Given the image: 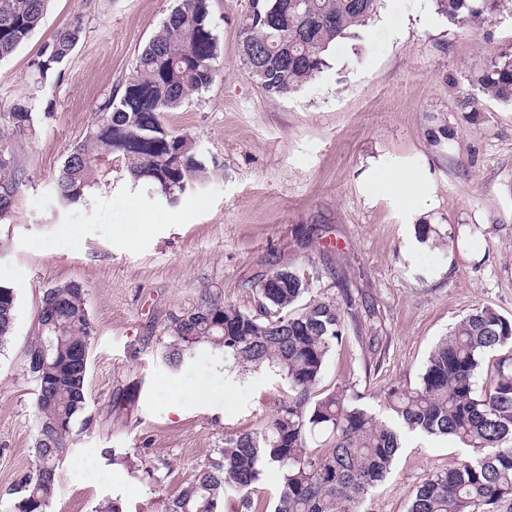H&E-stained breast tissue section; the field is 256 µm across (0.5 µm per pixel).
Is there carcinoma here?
<instances>
[{
	"instance_id": "cac0c4a2",
	"label": "carcinoma",
	"mask_w": 512,
	"mask_h": 512,
	"mask_svg": "<svg viewBox=\"0 0 512 512\" xmlns=\"http://www.w3.org/2000/svg\"><path fill=\"white\" fill-rule=\"evenodd\" d=\"M50 0H0V61L41 25ZM381 0H251L239 26L240 62L270 96L296 93L328 67L340 39H362ZM459 25L497 20L507 0H436ZM80 24L54 32L32 68L43 84L71 54ZM219 36L211 0H178L137 57L120 97L98 108V120L71 150L57 178L58 199L69 207L112 173L116 162L131 185H150L168 204L203 186L210 172L195 141L171 132L162 116L208 89L218 73ZM481 98L512 104V54L497 56L476 78ZM36 95L14 102L8 124L18 133L33 125ZM0 151V221L11 212L20 179ZM252 285L259 314L202 300L170 322L166 362L177 367L202 342L224 353L229 367L267 368L288 385V395L262 428L224 438L163 512H217L229 491L240 512H253L252 486L266 466L282 474L273 512H362L364 496L390 471L401 430L451 438L471 449L458 465L434 473L412 489L407 512H512V319L491 307L459 320L435 346L415 386L385 394L396 421L382 420L345 390H319L327 358L343 340L344 319L335 302H303L305 274L279 269ZM17 296L0 282V346L10 336ZM93 332L82 288L75 283L44 291L29 351L53 342L46 365L29 373L37 383L35 465L10 489L16 512H49L59 483V463L73 424L87 405L88 370L70 364L71 348L90 345ZM496 354L482 388L475 378L485 357ZM134 402L128 388L113 391L112 411ZM321 442L322 448L311 443Z\"/></svg>"
}]
</instances>
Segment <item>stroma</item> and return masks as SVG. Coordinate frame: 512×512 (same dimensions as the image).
Segmentation results:
<instances>
[{
	"label": "stroma",
	"mask_w": 512,
	"mask_h": 512,
	"mask_svg": "<svg viewBox=\"0 0 512 512\" xmlns=\"http://www.w3.org/2000/svg\"><path fill=\"white\" fill-rule=\"evenodd\" d=\"M249 3L212 0L219 74L164 115L194 138L212 173L173 205L117 171L110 188L64 208L56 180L175 0H51L32 37L0 61L1 119L29 94L31 62L52 34L82 24L33 126L0 143L21 177L0 221V281L17 295L0 350V512H13L9 490L35 461L26 355L48 288L79 284L93 325L88 401L51 512H97L108 501L161 512L226 436L260 428L285 396L279 376L238 374L206 343L179 367L163 361L171 318L203 299L253 314L254 282L281 268L305 272L309 298L339 302L345 320L323 387L358 393L384 417L387 389L415 384L462 317L488 306L512 318V105L486 99L474 111L466 102L470 76L512 53V15L464 29L435 0H383L362 42H337L341 64L281 98L240 66ZM385 171L428 186L418 210L380 181ZM137 212L151 216L149 231H135ZM418 224L432 225V242L416 241ZM122 386L136 402L116 416L109 399ZM466 453L447 438L404 434L366 512H407L410 491Z\"/></svg>",
	"instance_id": "1"
}]
</instances>
